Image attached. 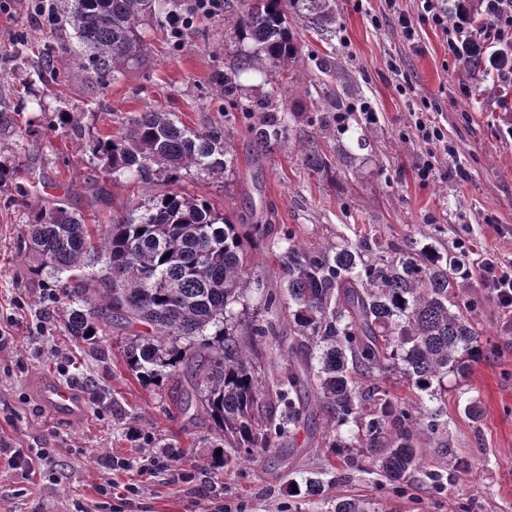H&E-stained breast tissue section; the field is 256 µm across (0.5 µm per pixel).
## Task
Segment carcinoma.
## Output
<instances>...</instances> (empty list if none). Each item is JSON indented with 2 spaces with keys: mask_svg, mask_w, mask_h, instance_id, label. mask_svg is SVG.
<instances>
[{
  "mask_svg": "<svg viewBox=\"0 0 512 512\" xmlns=\"http://www.w3.org/2000/svg\"><path fill=\"white\" fill-rule=\"evenodd\" d=\"M68 25L84 53L60 36L37 54L42 69L76 66L102 84L119 78L143 53L139 25L168 21L179 0H61ZM304 18L321 31L336 22L334 0H244L233 22L249 48L224 64L222 94L246 71L271 64L283 80L302 56L291 30ZM477 77L484 53L462 61ZM334 114L321 128L345 123L344 89L323 96ZM249 132L255 151L268 154L286 137V113L272 98L252 105ZM92 159L106 175L129 174L141 183L175 182L192 171L220 175L235 151L224 127L194 129L173 113L149 109L131 116L123 131L90 142ZM302 165L317 174L331 157L307 145ZM35 182L16 185L26 212L21 251L32 257L29 272L44 279L54 299L68 301L64 332L90 341L117 321L133 335L124 355L146 385L178 381L191 373V390L173 399L183 413H202L224 440V462L274 447L294 435L311 415L314 398L327 419L325 446L347 454L368 448L372 464L389 482L402 483L419 467L433 483L443 481L440 462L425 461L420 434L444 447L445 423L435 405L448 398V375H463L485 353L464 300L457 254L436 241L389 239L376 229L336 235L324 243L271 236V225L233 222L207 201L163 191L142 212L112 215L106 228L85 223L64 202L33 196ZM265 241L286 279L275 287L286 296L288 336L279 321L242 330L235 307L251 276L246 236ZM284 339L283 365L263 384L260 342ZM398 373L427 396L408 409L385 379Z\"/></svg>",
  "mask_w": 512,
  "mask_h": 512,
  "instance_id": "carcinoma-1",
  "label": "carcinoma"
}]
</instances>
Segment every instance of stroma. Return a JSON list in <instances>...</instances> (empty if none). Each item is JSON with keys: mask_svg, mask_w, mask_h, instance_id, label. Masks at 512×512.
<instances>
[{"mask_svg": "<svg viewBox=\"0 0 512 512\" xmlns=\"http://www.w3.org/2000/svg\"><path fill=\"white\" fill-rule=\"evenodd\" d=\"M419 0H400L415 19L416 44L401 36L394 17H382L381 0H336L331 40L303 20L293 32L304 46L290 83L273 72L240 76L238 91L216 87L224 63L238 46L232 19L240 0L194 18L181 39L152 21L140 25L142 57L112 84L100 85L79 70L35 77L15 62L18 41L40 47L50 25L27 0H0V89L13 92V128L0 132V161L17 168L15 181L0 184V324L13 336L0 350V512H333L337 501L355 499L367 512H512V309L489 289L468 290L477 307L471 319L488 351L463 377H449L448 445L427 448L446 461L448 479L432 489L422 471L405 487L381 485L370 474L367 454H355L352 479L334 476L343 459L321 445L322 416L296 438L229 465L213 462L223 448L203 416L183 415L167 384L143 385L129 370L124 347L130 329L113 326L96 342L65 336L67 303L53 302L27 271L19 251L26 216L13 205L16 182L36 177L43 201L62 200L90 224H109L113 213L147 206L163 183L143 185L97 176L89 141L120 132L136 112L160 109L201 128L223 120L236 148V162L221 176L191 174L172 191L207 200L221 212L269 224L275 235L305 242L335 240L346 219L374 224L389 238L432 236L455 247L468 239L469 260L488 256L512 269V87L501 89L470 76L441 34L418 18ZM380 23H372V16ZM331 56L352 106L348 128L320 133L324 114L313 60ZM411 80L431 104V120L456 148L446 155L411 131L415 98L399 90ZM275 96L287 110L288 136L272 154L257 155L247 110ZM418 95V96H419ZM378 114L366 124L359 106ZM78 115L82 139L50 128L53 113ZM365 133L366 148L356 136ZM327 154L344 149L349 165L332 164L316 174L301 162L303 135ZM432 162V176L417 168ZM106 194L94 200L95 185ZM49 376L75 387L87 403L76 421L59 420L39 401L34 383ZM480 411H466L469 399ZM41 450L34 473L13 467L14 451ZM170 454L169 470L151 466ZM327 480L325 499H309L295 485Z\"/></svg>", "mask_w": 512, "mask_h": 512, "instance_id": "obj_1", "label": "stroma"}]
</instances>
